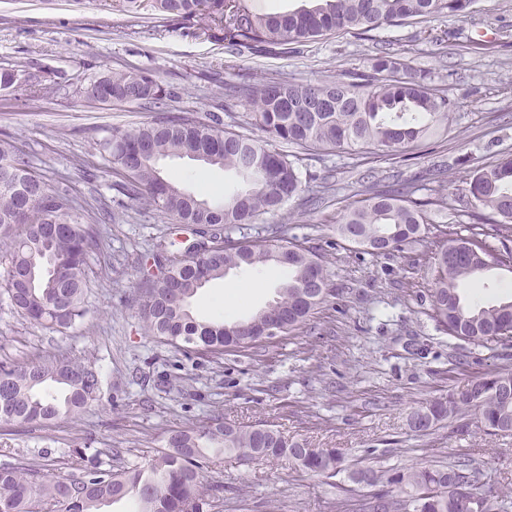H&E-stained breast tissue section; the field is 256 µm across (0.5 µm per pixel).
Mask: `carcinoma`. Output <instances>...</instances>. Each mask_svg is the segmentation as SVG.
I'll return each mask as SVG.
<instances>
[{"instance_id": "obj_1", "label": "carcinoma", "mask_w": 512, "mask_h": 512, "mask_svg": "<svg viewBox=\"0 0 512 512\" xmlns=\"http://www.w3.org/2000/svg\"><path fill=\"white\" fill-rule=\"evenodd\" d=\"M125 11L151 9L169 29L190 31L224 42L235 54H281L290 45L323 40L335 33L365 34L409 21L456 16L476 0H314V5L286 13L261 14L246 0H122ZM26 84L22 65L0 73V89ZM253 107L251 125L261 135L229 131L217 118L201 121L163 114L131 129H114L98 143L112 163L119 194L143 201L175 224L199 225L209 232L181 257L165 246L153 254L161 282L146 293L139 314L145 330L185 351L222 354L248 348L271 317L288 333L301 326L328 296L322 259L303 246L273 236L259 243L235 240L224 230L253 224L275 214L303 187L299 156L278 143L304 150L371 147L396 159L423 141H438L448 131L455 108L429 73L413 70L388 49L373 57L371 72L350 71L317 83L287 77L249 80L229 87ZM89 103L162 105L168 92L144 70L107 71L76 88ZM188 158L232 171L240 186L222 199L198 198L177 180L162 175L159 162ZM470 226L456 228L460 215L437 194L413 197L408 189L387 190L380 182L364 186V197L341 211L339 236L389 254L421 244V225L430 214L448 218L439 226L431 263L432 317L448 335L486 349L498 346L512 355V299L483 306L464 296L465 284L492 269L512 274V250L487 243L484 225L512 233V158L475 169L466 178ZM94 205L82 207L66 185L52 186L31 165L10 137L0 138V242L9 250V266L0 280L12 308L30 322L56 331L76 325L88 313L87 254L94 238L88 219ZM278 268L282 280L276 298L247 317L197 320L191 300L199 289L233 270ZM468 360L455 369L467 373L464 388L448 390L413 412L425 436L459 417L474 416L488 434L512 432V369L471 372ZM95 364L70 356L32 360L0 367V423L26 426L73 419L101 399ZM220 448L253 461L285 458L296 469L325 480L342 471L334 448H313L304 439L290 440L264 422H226L217 417L195 428L171 430L164 446L144 461L117 470L97 465L70 476L50 477L29 463L0 464V512H105L132 501L135 512H202L205 496L220 490L211 477L207 453ZM352 487L366 485V510L343 503L345 512H512V488L484 491L470 460L434 467L364 466L350 473Z\"/></svg>"}]
</instances>
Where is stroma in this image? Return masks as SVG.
Returning <instances> with one entry per match:
<instances>
[{
	"instance_id": "stroma-1",
	"label": "stroma",
	"mask_w": 512,
	"mask_h": 512,
	"mask_svg": "<svg viewBox=\"0 0 512 512\" xmlns=\"http://www.w3.org/2000/svg\"><path fill=\"white\" fill-rule=\"evenodd\" d=\"M121 0H0V68L25 63L28 91L0 100V135L12 137L49 184L66 183L77 200L98 199L112 218L97 225L88 250V313L58 332L20 317L0 294V363L85 356L100 373L101 400L74 419L19 427L0 424V463L25 459L48 474L79 472L78 451H99L103 467L118 469L162 447L167 431L215 417L268 422L315 448H333L345 470L424 467L473 458L485 486L512 485V434L469 427L417 436L412 412L463 386L449 361L468 355L486 372L512 359L438 330L431 317L430 250L387 256L342 239L336 216L360 200L367 176L407 179L429 167L444 170L434 188L457 210L467 208L458 173L512 155V0H478L473 12L404 24L365 35L342 34L275 56H234L223 43L178 31L155 30L151 18L122 11ZM454 37L443 40V32ZM414 69L429 72L455 101L448 133L434 148L417 147L385 160L369 153L329 152L305 162L308 185L329 181L333 194L313 205L307 193L277 214H264L232 238L253 241L273 231L312 248L325 262L330 294L299 329L249 349L224 354L185 352L147 335L139 302L152 284L157 243L183 252L193 230L112 188L99 140L113 129L153 120L136 103H85L76 86L106 70L143 68L167 90L165 109L202 120L219 117L244 130L250 110L224 92L252 78L333 79L364 71L381 43ZM166 174L203 198L223 196L237 183L223 170L167 158ZM269 271H232L200 289L202 318L233 319L255 312L276 294ZM245 301L225 309V289ZM225 490L203 512H336V491L296 471L287 460L242 464L226 453L212 470Z\"/></svg>"
}]
</instances>
